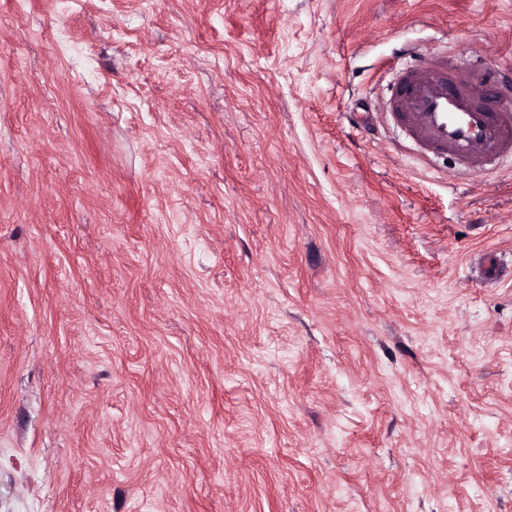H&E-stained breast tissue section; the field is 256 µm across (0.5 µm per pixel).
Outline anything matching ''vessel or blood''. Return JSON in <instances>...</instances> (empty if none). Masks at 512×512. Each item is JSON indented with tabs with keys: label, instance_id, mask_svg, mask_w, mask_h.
<instances>
[{
	"label": "vessel or blood",
	"instance_id": "obj_1",
	"mask_svg": "<svg viewBox=\"0 0 512 512\" xmlns=\"http://www.w3.org/2000/svg\"><path fill=\"white\" fill-rule=\"evenodd\" d=\"M380 115L403 123L423 158L447 153L469 172H493L494 160L512 152V109L493 102L481 72H449L444 50L399 75Z\"/></svg>",
	"mask_w": 512,
	"mask_h": 512
}]
</instances>
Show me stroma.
Wrapping results in <instances>:
<instances>
[{
	"label": "stroma",
	"mask_w": 512,
	"mask_h": 512,
	"mask_svg": "<svg viewBox=\"0 0 512 512\" xmlns=\"http://www.w3.org/2000/svg\"><path fill=\"white\" fill-rule=\"evenodd\" d=\"M408 46L512 97V0H0V512H512V165L351 120Z\"/></svg>",
	"instance_id": "1"
}]
</instances>
